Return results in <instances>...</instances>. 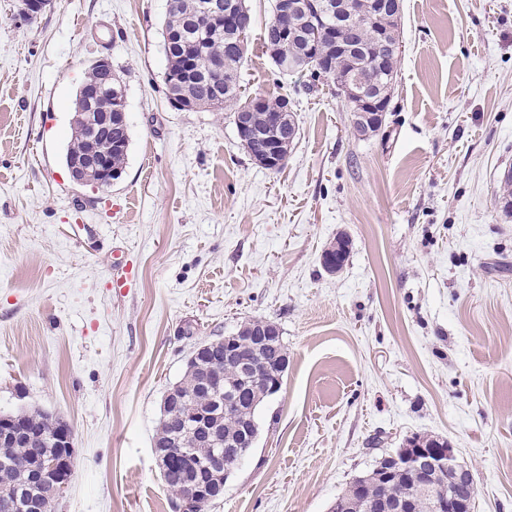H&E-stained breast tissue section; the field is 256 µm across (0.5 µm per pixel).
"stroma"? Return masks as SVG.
Segmentation results:
<instances>
[{"mask_svg":"<svg viewBox=\"0 0 512 512\" xmlns=\"http://www.w3.org/2000/svg\"><path fill=\"white\" fill-rule=\"evenodd\" d=\"M253 18L240 83L288 96L285 165L242 149L230 110L167 100L168 0H0V414L74 434L55 512H174L160 407L204 340L274 321L288 347L251 453L206 512H327L410 435L449 441L475 512H512V0H403L398 76L362 137L332 82L281 73ZM108 56L127 91L112 187L64 162L73 102ZM350 250L328 273L321 253ZM136 284L116 295V260Z\"/></svg>","mask_w":512,"mask_h":512,"instance_id":"obj_1","label":"stroma"}]
</instances>
